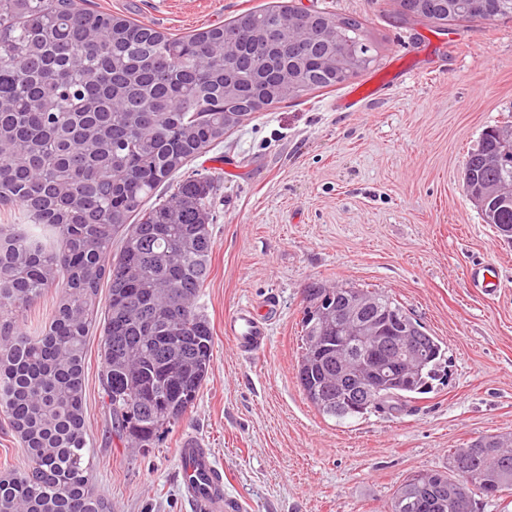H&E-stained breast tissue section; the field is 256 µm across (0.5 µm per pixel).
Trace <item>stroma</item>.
Here are the masks:
<instances>
[{
    "label": "stroma",
    "instance_id": "obj_1",
    "mask_svg": "<svg viewBox=\"0 0 512 512\" xmlns=\"http://www.w3.org/2000/svg\"><path fill=\"white\" fill-rule=\"evenodd\" d=\"M268 0H90L183 34ZM352 15L374 57L344 85L255 113L193 169L223 157L210 274L199 299L214 335L209 373L187 414L154 448L115 435L87 345L85 416L93 483L112 512H194L177 450L211 449L242 512H387L411 475L450 450L512 433V243L462 187L483 130L512 125V18L441 27L402 18L395 0H289ZM367 95L337 108L351 91ZM481 269L496 285L476 287ZM384 290L446 348L444 383L401 410L342 423L322 417L296 378L310 283ZM279 303L268 346L246 357L224 335L242 304Z\"/></svg>",
    "mask_w": 512,
    "mask_h": 512
}]
</instances>
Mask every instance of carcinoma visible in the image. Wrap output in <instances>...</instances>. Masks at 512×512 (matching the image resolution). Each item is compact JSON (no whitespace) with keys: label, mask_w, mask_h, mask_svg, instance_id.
I'll use <instances>...</instances> for the list:
<instances>
[{"label":"carcinoma","mask_w":512,"mask_h":512,"mask_svg":"<svg viewBox=\"0 0 512 512\" xmlns=\"http://www.w3.org/2000/svg\"><path fill=\"white\" fill-rule=\"evenodd\" d=\"M504 0H449L445 20L505 15ZM366 55L361 23L316 13ZM296 50L274 52L253 34L272 20ZM297 9L273 5L183 36L76 0H0V204L18 223L0 226V411L29 460L0 476V512H112L92 487L93 451L85 429V360L101 281L108 298L98 355L103 400L119 437L151 448L194 404L207 377L213 331L198 304L214 247L212 201L222 173L184 170L250 117L336 87L333 49L299 41ZM303 74L288 92L275 72ZM489 126L463 166V186L500 237L512 230V160ZM489 185L500 187L489 195ZM54 290L52 318L36 336L17 320ZM338 288L311 283L310 301L336 304ZM363 292L375 306L388 293ZM319 325L301 322L297 379L324 417L344 422L391 411L425 394L445 349L418 326L424 361L377 403L336 406V356L313 349ZM430 489L408 500L414 483ZM512 498V439L481 436L448 454V467L414 474L394 492L389 512H474L475 496Z\"/></svg>","instance_id":"1"}]
</instances>
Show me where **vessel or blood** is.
<instances>
[{"label": "vessel or blood", "mask_w": 512, "mask_h": 512, "mask_svg": "<svg viewBox=\"0 0 512 512\" xmlns=\"http://www.w3.org/2000/svg\"><path fill=\"white\" fill-rule=\"evenodd\" d=\"M278 312L274 300L259 307L241 305L224 320V333L239 353L250 356L264 349L269 341L271 321ZM181 460L189 467L182 473V485L195 512H238L237 501L225 498L216 488L218 472L209 449L188 442L179 450Z\"/></svg>", "instance_id": "1"}]
</instances>
